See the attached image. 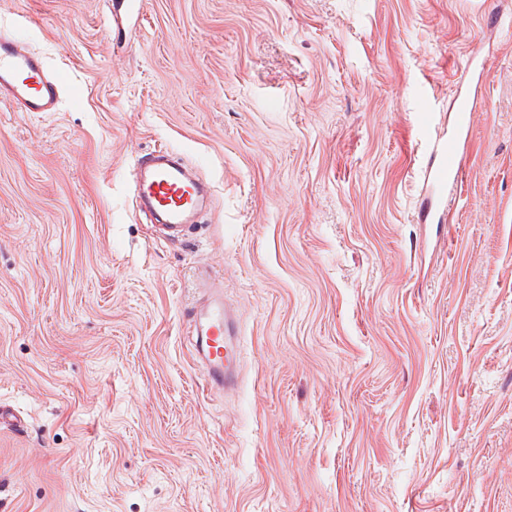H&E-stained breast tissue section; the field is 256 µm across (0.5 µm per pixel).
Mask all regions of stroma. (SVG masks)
<instances>
[{"instance_id":"stroma-1","label":"stroma","mask_w":512,"mask_h":512,"mask_svg":"<svg viewBox=\"0 0 512 512\" xmlns=\"http://www.w3.org/2000/svg\"><path fill=\"white\" fill-rule=\"evenodd\" d=\"M122 9L115 28L109 5ZM512 0H0L68 84L0 105V512H512ZM475 120L453 223L417 115ZM168 149L214 189L166 238ZM239 319L210 394L200 270ZM133 182L139 208L157 214L177 239L182 226L212 196L210 183L167 149L139 157L133 168Z\"/></svg>"}]
</instances>
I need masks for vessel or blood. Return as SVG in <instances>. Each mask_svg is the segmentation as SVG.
Returning a JSON list of instances; mask_svg holds the SVG:
<instances>
[{"label":"vessel or blood","mask_w":512,"mask_h":512,"mask_svg":"<svg viewBox=\"0 0 512 512\" xmlns=\"http://www.w3.org/2000/svg\"><path fill=\"white\" fill-rule=\"evenodd\" d=\"M66 87L62 73L48 68L44 58L18 38L0 31V102L27 112L55 111ZM474 119L472 104L460 99L455 129L434 143V161L426 172L432 190L445 196L449 184L462 174V136ZM139 208L157 214L173 233L201 210L212 194L211 185L198 171L169 150H157L137 159L133 168ZM197 298L187 308L190 352L204 372L208 392L238 387L239 373L234 340L236 322L224 306V291L215 282L197 284Z\"/></svg>","instance_id":"1"}]
</instances>
